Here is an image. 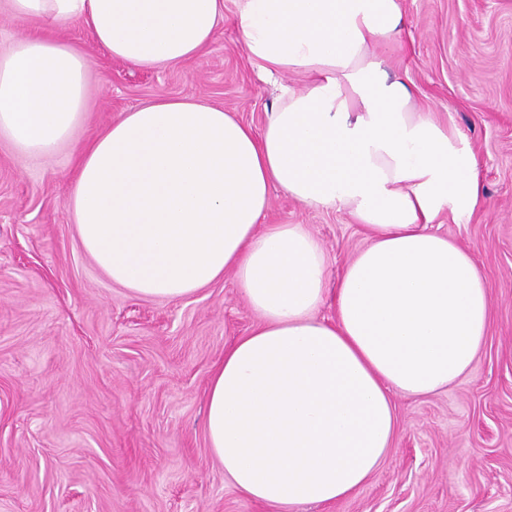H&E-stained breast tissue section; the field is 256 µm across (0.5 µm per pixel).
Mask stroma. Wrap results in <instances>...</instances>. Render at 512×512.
Listing matches in <instances>:
<instances>
[{
	"mask_svg": "<svg viewBox=\"0 0 512 512\" xmlns=\"http://www.w3.org/2000/svg\"><path fill=\"white\" fill-rule=\"evenodd\" d=\"M402 65L418 105L450 112L472 143L483 199L436 229L470 252L492 323L468 374L395 397L398 434L351 496L293 512H512V0H400ZM58 36L91 61L88 108L69 143L31 157L0 137V512H269L224 479L206 435L215 364L259 319L233 274L178 299L112 284L79 241L69 198L85 144L162 98L224 107L254 129L297 74L261 79L235 0L191 60L143 70L71 24ZM265 224H304L331 280L364 246L343 211L272 188Z\"/></svg>",
	"mask_w": 512,
	"mask_h": 512,
	"instance_id": "stroma-1",
	"label": "stroma"
}]
</instances>
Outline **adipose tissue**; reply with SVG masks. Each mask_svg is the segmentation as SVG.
Listing matches in <instances>:
<instances>
[{"instance_id": "obj_1", "label": "adipose tissue", "mask_w": 512, "mask_h": 512, "mask_svg": "<svg viewBox=\"0 0 512 512\" xmlns=\"http://www.w3.org/2000/svg\"><path fill=\"white\" fill-rule=\"evenodd\" d=\"M260 75L285 86L262 132L194 99L138 106L83 150L69 199L85 252L144 298L189 296L233 272L260 326L212 372L206 432L225 479L271 512L330 504L365 485L391 447L394 396L464 376L491 323L471 254L431 231L470 216L478 161L452 119L418 108L395 64L399 0H236ZM7 16L75 22L142 69L192 59L224 0H5ZM90 62L67 41L0 48V133L49 155L80 124ZM346 211L367 244L330 284L303 224L260 228L270 190ZM332 307L325 318L319 311Z\"/></svg>"}]
</instances>
